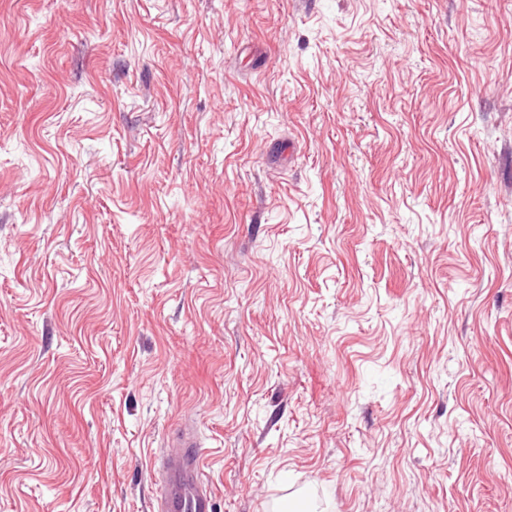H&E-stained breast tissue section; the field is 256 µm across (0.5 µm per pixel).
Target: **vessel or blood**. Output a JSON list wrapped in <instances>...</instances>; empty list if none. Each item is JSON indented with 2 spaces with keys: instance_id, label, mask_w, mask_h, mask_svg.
<instances>
[{
  "instance_id": "obj_1",
  "label": "vessel or blood",
  "mask_w": 512,
  "mask_h": 512,
  "mask_svg": "<svg viewBox=\"0 0 512 512\" xmlns=\"http://www.w3.org/2000/svg\"><path fill=\"white\" fill-rule=\"evenodd\" d=\"M198 448L196 432L187 425L164 452L156 512H217L215 493L201 477Z\"/></svg>"
}]
</instances>
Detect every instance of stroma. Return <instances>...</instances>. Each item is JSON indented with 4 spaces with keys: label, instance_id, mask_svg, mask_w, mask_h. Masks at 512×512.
<instances>
[{
    "label": "stroma",
    "instance_id": "1",
    "mask_svg": "<svg viewBox=\"0 0 512 512\" xmlns=\"http://www.w3.org/2000/svg\"><path fill=\"white\" fill-rule=\"evenodd\" d=\"M512 512V0H0V512ZM163 453L159 472L160 492L156 512H217L213 489L201 477L198 438L185 425Z\"/></svg>",
    "mask_w": 512,
    "mask_h": 512
}]
</instances>
